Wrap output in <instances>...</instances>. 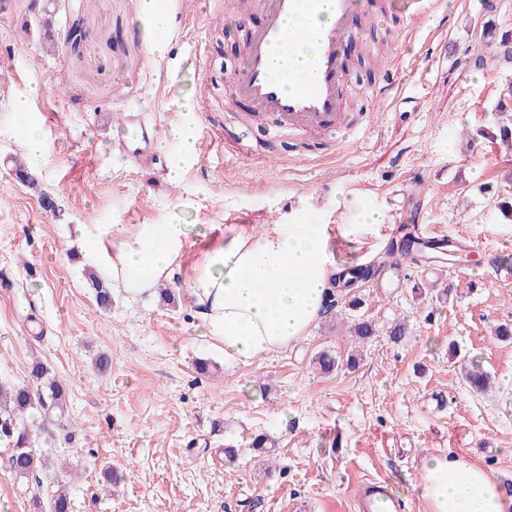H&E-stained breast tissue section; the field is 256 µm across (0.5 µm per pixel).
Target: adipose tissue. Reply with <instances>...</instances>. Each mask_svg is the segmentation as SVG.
Masks as SVG:
<instances>
[{"mask_svg":"<svg viewBox=\"0 0 512 512\" xmlns=\"http://www.w3.org/2000/svg\"><path fill=\"white\" fill-rule=\"evenodd\" d=\"M385 215L364 210L355 224H310L303 211L287 223L254 232L243 224H80L85 264L113 289L138 297L185 273L183 299L198 314L208 340L229 361L253 362L309 336L350 266L334 263L332 241L373 235ZM193 264H186L188 253ZM421 494L429 512H512L491 471L459 455L423 465Z\"/></svg>","mask_w":512,"mask_h":512,"instance_id":"obj_1","label":"adipose tissue"}]
</instances>
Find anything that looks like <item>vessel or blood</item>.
Here are the masks:
<instances>
[{
  "mask_svg": "<svg viewBox=\"0 0 512 512\" xmlns=\"http://www.w3.org/2000/svg\"><path fill=\"white\" fill-rule=\"evenodd\" d=\"M256 10L263 23L247 36L232 98L248 100L252 112L272 117L277 127L294 133L337 130L346 104V54L362 39L356 25L362 0H242L235 14L243 17ZM308 39L318 43L317 53L306 60L312 79L287 88L275 60ZM117 132L120 148L137 141L147 150L156 142L157 124L143 113L128 112Z\"/></svg>",
  "mask_w": 512,
  "mask_h": 512,
  "instance_id": "vessel-or-blood-1",
  "label": "vessel or blood"
}]
</instances>
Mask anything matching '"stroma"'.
Wrapping results in <instances>:
<instances>
[{"label":"stroma","mask_w":512,"mask_h":512,"mask_svg":"<svg viewBox=\"0 0 512 512\" xmlns=\"http://www.w3.org/2000/svg\"><path fill=\"white\" fill-rule=\"evenodd\" d=\"M166 4L163 35L141 0H7L0 10V383L26 381L38 359L67 388L65 428L46 426L37 443L50 472L79 466L73 512H363L361 485L376 480L401 512H427L422 463L448 452L512 486V341L495 335L512 324V275L497 272L512 266V221L499 210L512 202V151L492 137L496 117L512 115V60L499 51L512 0H427L416 25L377 0L359 17L371 46L349 56L346 93L361 143L246 120L247 106L228 98L259 13L238 20L217 0ZM38 13L50 29L33 26ZM85 17L88 36L65 44ZM49 35L58 52L46 51ZM392 39L399 87L380 103L375 47ZM192 44L208 48L197 72L185 66ZM24 97L29 111L15 112ZM125 110L157 120L152 152L131 158L117 147ZM31 121L45 140L37 155L22 139ZM188 121L195 158L174 180L182 149L170 131ZM20 162L36 187L17 177ZM364 207L385 213L377 236L334 258L363 257L380 277L336 295L304 341L247 364L206 341L181 289L167 302L119 292L101 308L73 233L172 222L259 232L299 208L312 224H351ZM405 220L452 236L455 255L437 268L416 255L386 266ZM363 318L377 334L361 343L349 327ZM399 321L407 333L396 342L387 330ZM324 350L338 361L328 373L313 362ZM467 356L489 373L488 393L464 384ZM259 434L274 454L251 449ZM228 444L240 450L229 466ZM49 498L0 471V512H49Z\"/></svg>","instance_id":"35a3bbf8"}]
</instances>
